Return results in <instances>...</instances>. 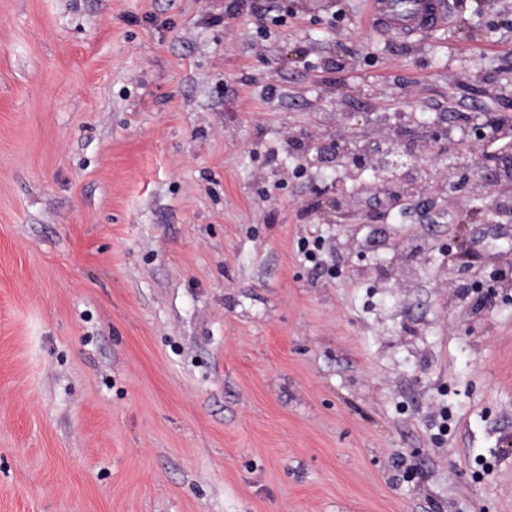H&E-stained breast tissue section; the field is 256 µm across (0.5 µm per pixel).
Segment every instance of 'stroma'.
I'll return each instance as SVG.
<instances>
[{
  "mask_svg": "<svg viewBox=\"0 0 512 512\" xmlns=\"http://www.w3.org/2000/svg\"><path fill=\"white\" fill-rule=\"evenodd\" d=\"M453 3L0 0V512H512V213L456 149L512 0ZM352 113L449 179L303 166ZM368 5L371 27L380 36L427 34L454 18L449 0H368Z\"/></svg>",
  "mask_w": 512,
  "mask_h": 512,
  "instance_id": "stroma-1",
  "label": "stroma"
}]
</instances>
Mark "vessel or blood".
Wrapping results in <instances>:
<instances>
[{
    "instance_id": "vessel-or-blood-1",
    "label": "vessel or blood",
    "mask_w": 512,
    "mask_h": 512,
    "mask_svg": "<svg viewBox=\"0 0 512 512\" xmlns=\"http://www.w3.org/2000/svg\"><path fill=\"white\" fill-rule=\"evenodd\" d=\"M372 29L381 36L413 37L447 27L450 0H368Z\"/></svg>"
}]
</instances>
